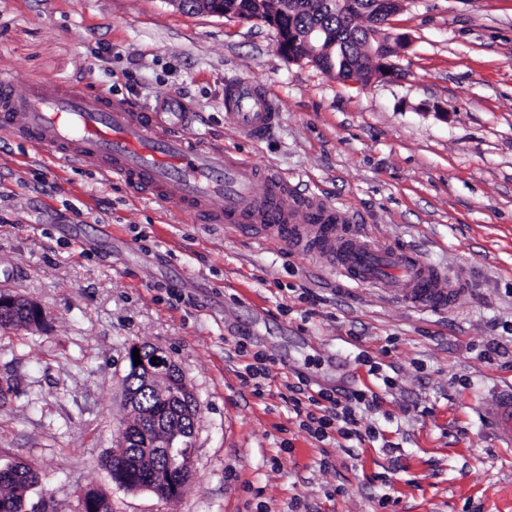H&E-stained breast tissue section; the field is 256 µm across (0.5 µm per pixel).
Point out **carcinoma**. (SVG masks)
I'll list each match as a JSON object with an SVG mask.
<instances>
[{
    "label": "carcinoma",
    "instance_id": "carcinoma-1",
    "mask_svg": "<svg viewBox=\"0 0 512 512\" xmlns=\"http://www.w3.org/2000/svg\"><path fill=\"white\" fill-rule=\"evenodd\" d=\"M361 12L346 18L341 12L329 8L325 0H224V8L229 11L251 13L266 7L281 9L289 16L294 27L308 31L318 29L323 44H336L332 60L325 58L312 60L309 53L298 47L296 59L313 62L321 71L334 74L344 81L365 82L375 68L371 57L372 49L377 46L374 33L378 29L381 17L374 7L375 0H357ZM128 386L139 393L140 399L148 411L157 410L154 392L133 373L126 375ZM168 459L154 456L144 458L143 449L132 435L124 436L106 456L105 467L112 482L119 488L131 485L148 487L155 470L166 468ZM40 484L39 474L31 467L19 463L0 468V512H26V493ZM82 512L96 507L101 512H112L108 497L95 490L85 492L79 499Z\"/></svg>",
    "mask_w": 512,
    "mask_h": 512
}]
</instances>
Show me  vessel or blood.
Wrapping results in <instances>:
<instances>
[{
    "mask_svg": "<svg viewBox=\"0 0 512 512\" xmlns=\"http://www.w3.org/2000/svg\"><path fill=\"white\" fill-rule=\"evenodd\" d=\"M224 106L240 130L263 139L280 120L273 98L257 84L224 85ZM0 131L47 154L80 162L125 181L143 194L174 197L198 224H222L255 238H270L328 258L345 280L394 292L429 310L451 308L457 290L447 275L404 248L373 249L348 214L304 196L307 223L279 200L287 180L220 145H199L129 103L82 86L51 83L16 94L0 79ZM500 441L512 445V389L484 410Z\"/></svg>",
    "mask_w": 512,
    "mask_h": 512,
    "instance_id": "1",
    "label": "vessel or blood"
}]
</instances>
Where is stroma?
Masks as SVG:
<instances>
[{"mask_svg":"<svg viewBox=\"0 0 512 512\" xmlns=\"http://www.w3.org/2000/svg\"><path fill=\"white\" fill-rule=\"evenodd\" d=\"M400 76L360 87L276 50L274 29L166 0H0V73L156 106L347 212L378 249H416L455 305L357 288L325 259L194 224L92 167L0 134V289L38 326L0 328V468L42 482L28 504L77 512H512V447L481 411L512 386V0H405ZM263 86L280 122L259 141L224 111L230 79ZM167 352L200 414L193 476L165 501L104 469L126 410L127 349ZM263 357L261 389L241 380ZM392 379L384 385L382 376ZM367 389L374 440H318L283 400ZM15 312L23 314L26 327L35 326L45 319L43 308L34 300L0 290V318Z\"/></svg>","mask_w":512,"mask_h":512,"instance_id":"stroma-1","label":"stroma"}]
</instances>
